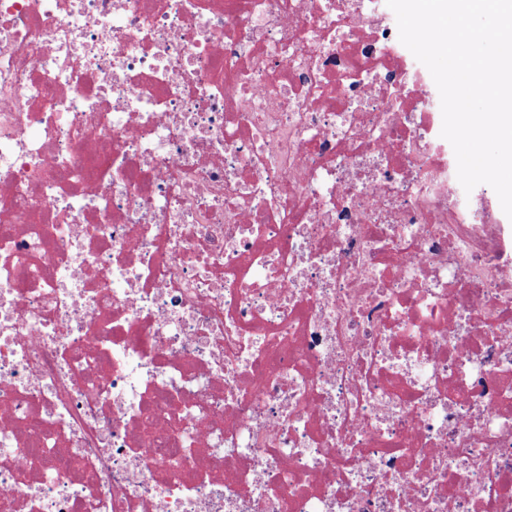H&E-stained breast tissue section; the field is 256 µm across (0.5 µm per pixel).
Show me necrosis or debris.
Masks as SVG:
<instances>
[{"mask_svg": "<svg viewBox=\"0 0 512 512\" xmlns=\"http://www.w3.org/2000/svg\"><path fill=\"white\" fill-rule=\"evenodd\" d=\"M430 95L385 0H0V512H512Z\"/></svg>", "mask_w": 512, "mask_h": 512, "instance_id": "1", "label": "necrosis or debris"}]
</instances>
